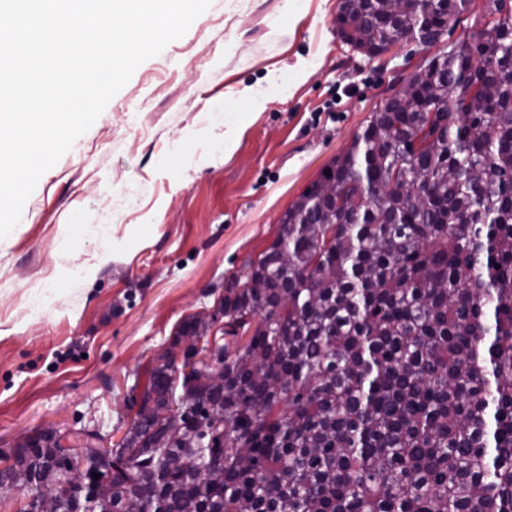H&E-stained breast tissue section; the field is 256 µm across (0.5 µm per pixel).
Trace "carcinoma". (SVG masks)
<instances>
[{"label": "carcinoma", "instance_id": "obj_1", "mask_svg": "<svg viewBox=\"0 0 512 512\" xmlns=\"http://www.w3.org/2000/svg\"><path fill=\"white\" fill-rule=\"evenodd\" d=\"M467 6L342 0L354 50L438 51L225 285L224 384L168 352L119 442L34 433L0 488L60 512H512V0L444 41ZM199 396L204 420L158 418Z\"/></svg>", "mask_w": 512, "mask_h": 512}]
</instances>
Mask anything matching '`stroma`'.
Wrapping results in <instances>:
<instances>
[{
  "mask_svg": "<svg viewBox=\"0 0 512 512\" xmlns=\"http://www.w3.org/2000/svg\"><path fill=\"white\" fill-rule=\"evenodd\" d=\"M341 0H212L39 180L0 244V453L43 424L120 441L187 316L431 51L369 57Z\"/></svg>",
  "mask_w": 512,
  "mask_h": 512,
  "instance_id": "obj_1",
  "label": "stroma"
}]
</instances>
